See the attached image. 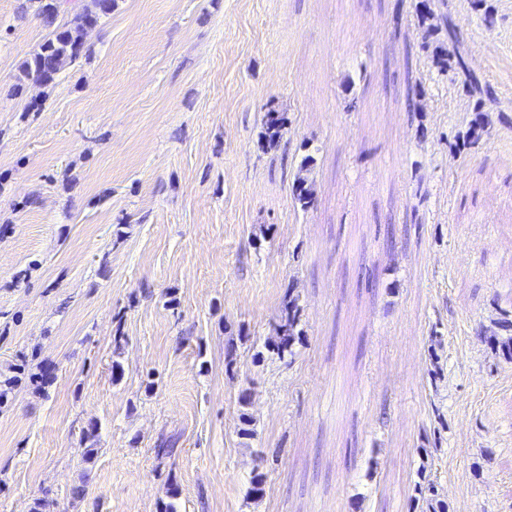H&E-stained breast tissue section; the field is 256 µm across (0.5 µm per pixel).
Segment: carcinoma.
Wrapping results in <instances>:
<instances>
[{
	"label": "carcinoma",
	"mask_w": 512,
	"mask_h": 512,
	"mask_svg": "<svg viewBox=\"0 0 512 512\" xmlns=\"http://www.w3.org/2000/svg\"><path fill=\"white\" fill-rule=\"evenodd\" d=\"M70 0H21L20 9L25 13L28 5L36 4L35 16L49 30L47 37L19 65L18 86L25 84L47 87L54 83L60 73L74 65L84 55L83 36L85 30L95 28L112 15L115 0H88L80 8L69 6ZM71 13L68 20L62 19L65 13ZM436 65L443 72L448 67L462 71L468 77L472 91L481 95L492 94L490 85L472 74L466 67L464 56L456 52L454 59L448 53L436 55ZM284 117L278 112H267L265 138L274 144L282 137ZM315 189L308 177L300 175L295 180L294 200L301 208L306 209L313 204ZM300 307L298 299L289 298L284 303L282 315L276 325V339L273 350L283 358L293 356L294 348L301 336L299 329ZM420 495L418 501L425 503L426 512H444V505L435 499V482L423 479L418 485Z\"/></svg>",
	"instance_id": "obj_1"
}]
</instances>
